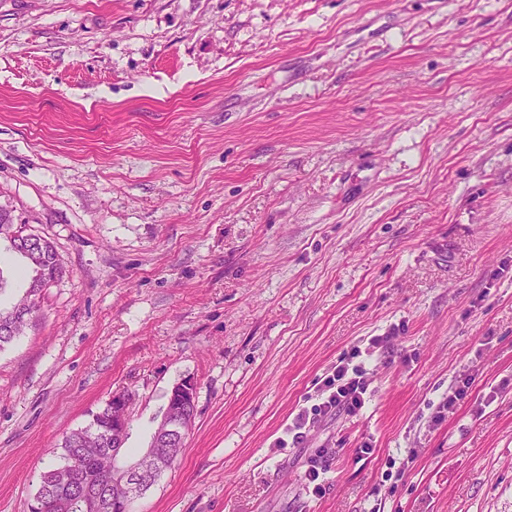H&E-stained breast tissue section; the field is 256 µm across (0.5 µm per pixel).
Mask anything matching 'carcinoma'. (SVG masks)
Segmentation results:
<instances>
[{
	"mask_svg": "<svg viewBox=\"0 0 512 512\" xmlns=\"http://www.w3.org/2000/svg\"><path fill=\"white\" fill-rule=\"evenodd\" d=\"M6 217H11L10 210L3 206L0 208V241L8 242L9 236L27 231L22 223H1ZM9 247L26 261L33 275L15 303L9 308H0V349L24 331L40 311L46 288L64 274L52 242L45 237L37 236L30 246L9 242ZM60 449L59 462L43 472L31 496L37 502L35 512H81L80 499L87 488L101 498L102 512H128L119 489L112 484V471L119 465L112 457V401L93 413L86 426L63 436ZM74 460L81 462L82 469L73 482L64 487L61 485L62 468Z\"/></svg>",
	"mask_w": 512,
	"mask_h": 512,
	"instance_id": "cac0c4a2",
	"label": "carcinoma"
}]
</instances>
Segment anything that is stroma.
<instances>
[{
	"instance_id": "stroma-1",
	"label": "stroma",
	"mask_w": 512,
	"mask_h": 512,
	"mask_svg": "<svg viewBox=\"0 0 512 512\" xmlns=\"http://www.w3.org/2000/svg\"><path fill=\"white\" fill-rule=\"evenodd\" d=\"M0 203L66 270L0 350V512L184 379L133 512H512V0H0ZM387 335L365 408L276 447ZM473 382L471 376L461 375L448 389V396L439 401L434 419L439 421L448 414H454L460 401L465 399ZM196 396V385L193 380H184L177 385H175L169 392V405L167 413H164L162 419L156 425V433H175L182 431L185 427V424L189 423V419H193V422L196 417V404L187 403L184 406V412L186 416L183 415L181 411V403L190 400L191 402L195 401ZM183 415V416H182ZM185 439L183 440H175L174 438L169 437L168 434H162L158 437L159 442L162 443V447H172V448H181L185 447Z\"/></svg>"
}]
</instances>
